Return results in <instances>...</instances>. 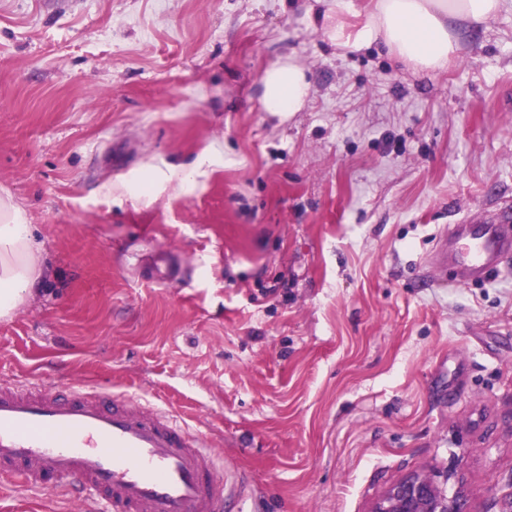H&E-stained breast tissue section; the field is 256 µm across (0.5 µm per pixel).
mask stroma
Instances as JSON below:
<instances>
[{"mask_svg": "<svg viewBox=\"0 0 512 512\" xmlns=\"http://www.w3.org/2000/svg\"><path fill=\"white\" fill-rule=\"evenodd\" d=\"M376 2L0 0V197L44 268L0 384L118 388L210 433L224 512H368L455 463L473 512H512V258L428 267L512 205V12L426 72L330 40ZM286 56L311 84L289 116L260 101ZM162 261L178 283L146 279ZM0 512L77 510L0 475Z\"/></svg>", "mask_w": 512, "mask_h": 512, "instance_id": "obj_1", "label": "stroma"}]
</instances>
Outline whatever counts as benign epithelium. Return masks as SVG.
<instances>
[{"label": "benign epithelium", "mask_w": 512, "mask_h": 512, "mask_svg": "<svg viewBox=\"0 0 512 512\" xmlns=\"http://www.w3.org/2000/svg\"><path fill=\"white\" fill-rule=\"evenodd\" d=\"M370 512H470L461 473L411 472L391 482L374 500Z\"/></svg>", "instance_id": "7a95c632"}]
</instances>
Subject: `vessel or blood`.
<instances>
[{
  "label": "vessel or blood",
  "instance_id": "1",
  "mask_svg": "<svg viewBox=\"0 0 512 512\" xmlns=\"http://www.w3.org/2000/svg\"><path fill=\"white\" fill-rule=\"evenodd\" d=\"M512 253V213L448 230L434 269L482 280ZM55 492L73 478L94 490L98 512H224V473L203 436L123 392L83 383L43 391L0 385V474Z\"/></svg>",
  "mask_w": 512,
  "mask_h": 512
}]
</instances>
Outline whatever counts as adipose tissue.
<instances>
[{
	"label": "adipose tissue",
	"mask_w": 512,
	"mask_h": 512,
	"mask_svg": "<svg viewBox=\"0 0 512 512\" xmlns=\"http://www.w3.org/2000/svg\"><path fill=\"white\" fill-rule=\"evenodd\" d=\"M512 0H378L368 25L357 34L336 25V44L351 39L382 42L401 61L418 70L444 67L456 54L466 31L487 25ZM264 111H301L310 85L305 71L292 58L268 68L261 80ZM43 273L40 247L24 211L0 198V318L9 317L32 294Z\"/></svg>",
	"instance_id": "ef3b65f1"
}]
</instances>
